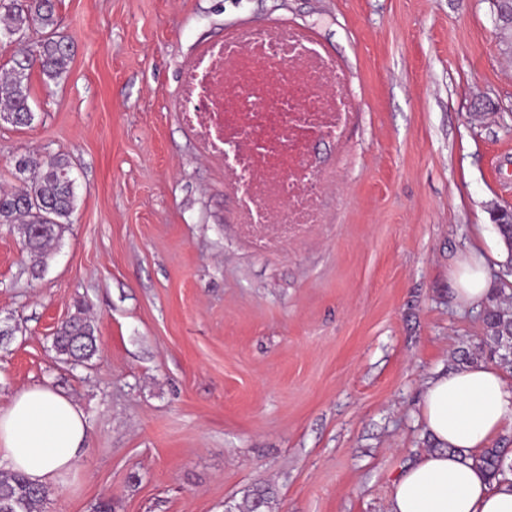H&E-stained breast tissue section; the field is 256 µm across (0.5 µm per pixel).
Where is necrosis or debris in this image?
<instances>
[{"mask_svg":"<svg viewBox=\"0 0 512 512\" xmlns=\"http://www.w3.org/2000/svg\"><path fill=\"white\" fill-rule=\"evenodd\" d=\"M350 78L294 26H241L182 75L179 116L238 188V223L284 229L323 220L316 139L353 116Z\"/></svg>","mask_w":512,"mask_h":512,"instance_id":"4bbe7bcc","label":"necrosis or debris"}]
</instances>
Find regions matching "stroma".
<instances>
[{
    "instance_id": "35a3bbf8",
    "label": "stroma",
    "mask_w": 512,
    "mask_h": 512,
    "mask_svg": "<svg viewBox=\"0 0 512 512\" xmlns=\"http://www.w3.org/2000/svg\"><path fill=\"white\" fill-rule=\"evenodd\" d=\"M66 73L32 69L13 159L70 158L76 205L32 276L0 226V407L49 384L84 412L89 448L44 512H388L392 481L433 449L425 383L497 365L454 267L482 246L486 306L512 275L492 221L512 206V55L488 0H56ZM311 33L349 73L343 144H314L327 223H236L222 163L178 116L181 77L238 25ZM88 363L52 339L77 309Z\"/></svg>"
}]
</instances>
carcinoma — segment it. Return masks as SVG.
<instances>
[{"label": "carcinoma", "mask_w": 512, "mask_h": 512, "mask_svg": "<svg viewBox=\"0 0 512 512\" xmlns=\"http://www.w3.org/2000/svg\"><path fill=\"white\" fill-rule=\"evenodd\" d=\"M4 8V28L24 35L32 26L47 32L37 49L16 62L12 72L0 79V119L26 126L34 119L29 99V70L39 68L48 81L59 79L70 62L69 47L56 40L53 0H9ZM495 30L505 50L512 49V0H495L491 5ZM20 185L0 193V224L17 229L33 263L43 262L53 241L61 236L76 202L72 163L63 156L22 155L15 160ZM484 343L500 363L512 368V314L492 307L485 319ZM53 348L70 364L89 362L97 352L95 326L77 311L56 331ZM481 466L493 478L506 479L512 464H506L504 449L491 447L479 456ZM48 491L30 483L23 475L0 471V512H43ZM269 497L262 490L234 505L235 512H266Z\"/></svg>", "instance_id": "cac0c4a2"}]
</instances>
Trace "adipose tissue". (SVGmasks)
<instances>
[{
    "instance_id": "adipose-tissue-1",
    "label": "adipose tissue",
    "mask_w": 512,
    "mask_h": 512,
    "mask_svg": "<svg viewBox=\"0 0 512 512\" xmlns=\"http://www.w3.org/2000/svg\"><path fill=\"white\" fill-rule=\"evenodd\" d=\"M455 299L480 306L488 291L486 258L458 260ZM424 429L434 444L392 483L389 512H512V481L490 484L476 456L512 429V386L491 365H463L427 382ZM88 424L81 409L49 387L32 385L0 408V468L33 484L58 486L82 461Z\"/></svg>"
}]
</instances>
